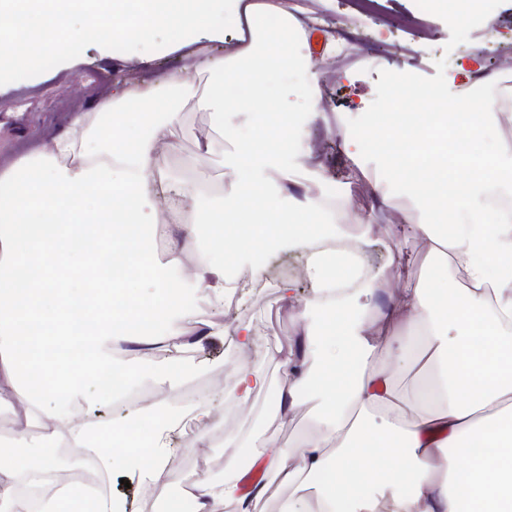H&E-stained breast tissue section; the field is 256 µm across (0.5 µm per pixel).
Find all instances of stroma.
<instances>
[{
  "instance_id": "stroma-1",
  "label": "stroma",
  "mask_w": 512,
  "mask_h": 512,
  "mask_svg": "<svg viewBox=\"0 0 512 512\" xmlns=\"http://www.w3.org/2000/svg\"><path fill=\"white\" fill-rule=\"evenodd\" d=\"M304 9L299 19L308 29L317 28L318 18L335 24L345 39L342 52L327 57L322 47L305 49L300 38L288 45L291 54H312L313 73L318 76L319 106L334 112L336 120L327 124L316 121L301 148L312 160L298 169L293 193L320 185L338 186L344 202L338 221L345 235L358 236L359 224L372 217L375 243L366 254L369 270L374 273L373 291H360L353 304L383 303L403 289L414 287L436 273L426 260L424 234L408 232L409 224L418 223L421 214L411 197L395 183L390 163L367 153L358 167H349L341 143L351 129L366 128L392 91L395 79L408 83L403 92V109L427 112L432 105L420 98L418 89L444 88L449 95L463 92L465 86H489L499 81L500 68L512 69V0H483L468 22H460L454 6L438 5L420 12L418 0H378L376 12L358 9L355 0H296ZM233 30L201 33L163 49L150 52V69L139 68L137 53L125 54L97 45L84 49L76 59L60 64L38 76L0 86V168H6L31 155L50 133L73 112L89 110L92 102L112 91L121 70L134 72L147 82L167 76L175 83L192 87L189 95L159 101V108L176 107L182 124L172 147L161 152L162 172H180L187 182H206L211 192L227 188L232 179L230 168L219 167L201 155L199 140L217 135L209 113L195 107L197 94L211 91L215 79L210 74L189 68L186 49L204 47L215 57H223L226 40ZM275 88L259 82L252 92L251 109L227 116L240 137H250L257 126L275 132L273 101ZM390 185L384 201L372 192L373 180ZM302 251L288 242L262 248L241 242L233 266L247 286L243 297L224 302L223 313H216L202 299L187 300L192 320L183 327L192 335L194 324L205 320L244 323L251 327L255 348L242 351L235 337L215 336L202 347L187 351L183 362L187 373L182 385L164 398L179 416L176 426L166 428L179 447L190 456L178 468L180 485L222 474L251 472L256 462L238 453L234 441L249 436L260 441L295 439L316 427L313 406L300 402L288 422H281L271 412L276 402L282 375L266 350L279 347L298 350L302 344L298 321L280 299L284 275L274 267L284 261L301 264ZM248 363L266 374V386L257 391L251 403L237 405L226 398L224 389L232 382L233 367ZM204 392L211 396L214 424L201 432L181 399L186 393Z\"/></svg>"
}]
</instances>
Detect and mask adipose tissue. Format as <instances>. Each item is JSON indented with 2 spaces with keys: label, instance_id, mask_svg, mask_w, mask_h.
<instances>
[{
  "label": "adipose tissue",
  "instance_id": "1",
  "mask_svg": "<svg viewBox=\"0 0 512 512\" xmlns=\"http://www.w3.org/2000/svg\"><path fill=\"white\" fill-rule=\"evenodd\" d=\"M236 37L223 59L193 50L192 67L219 75L216 87L197 99L199 109L223 122L227 112L258 80L275 85L282 120L276 139L257 129L231 165L228 190L202 186L160 173V139L172 138L180 114L166 112L150 131L126 140L123 128L103 134L89 155L79 149L99 116L139 105L148 121L172 83L119 80L111 97L92 111L71 115L33 156L0 172V408L18 404L28 429L0 445V512H32L20 485L35 474L57 469L55 450L69 438L79 451L95 454L105 471L121 468L147 475L155 497L172 506L178 482L168 458L172 441L152 432L166 414L163 402L130 407L111 424L94 428L74 411L92 398L114 404L123 389L151 378L175 389L187 348L177 328L188 295L223 305L238 293L224 276L219 256L227 244L248 237L271 238L279 215L291 228L285 236L301 247L304 273L314 287L311 302L299 301L294 282L281 298L314 345L300 355L271 351L284 373L275 413L288 418L301 394L311 393L319 409L309 434L278 446L254 447L263 479L244 489L241 475L196 482L189 492L192 512H258L280 487L289 494L278 512H512V206L490 209V200L512 193V146L478 151L485 132L512 124L497 103L471 108L453 97L443 112H399L395 99L368 126L362 141L344 140L351 161L382 147L398 183L426 215L420 229L444 293L424 281L403 297L359 310L330 308L337 288L350 280L345 260L321 243L337 222L335 208L306 197L283 212L279 189L288 178L277 158L305 139L309 122L322 115L316 75L283 82L293 60L287 51L300 21L288 0H234ZM258 14L277 18L275 27L255 29ZM473 144L460 154L455 142ZM176 194L196 206L194 224H157V194ZM202 238L190 275L179 274L183 242ZM339 323L329 337L308 313ZM134 347L164 345L166 366L118 357L117 340ZM421 340L410 361L429 356L430 382L413 397L392 391L393 358L401 341ZM120 375L105 387L103 375ZM382 426L372 430L374 417ZM387 451V468L376 472L370 458L354 455L361 443ZM362 480H354V472Z\"/></svg>",
  "mask_w": 512,
  "mask_h": 512
}]
</instances>
